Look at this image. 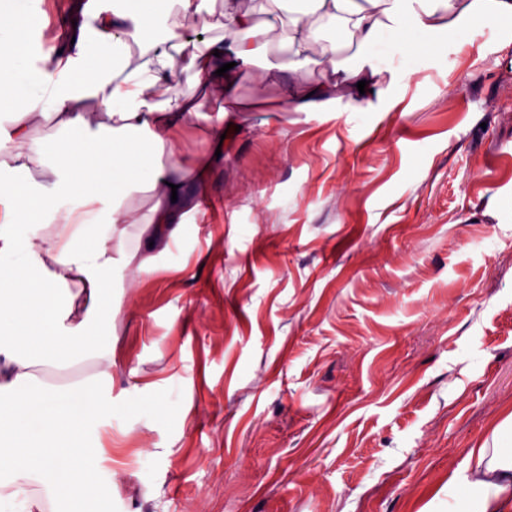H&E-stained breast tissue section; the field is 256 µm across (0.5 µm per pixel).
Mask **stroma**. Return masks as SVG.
<instances>
[{"instance_id": "1", "label": "stroma", "mask_w": 512, "mask_h": 512, "mask_svg": "<svg viewBox=\"0 0 512 512\" xmlns=\"http://www.w3.org/2000/svg\"><path fill=\"white\" fill-rule=\"evenodd\" d=\"M265 0H205L200 36ZM369 106L247 110L210 173L205 223L152 274L112 273L88 320L111 354L43 386L112 403L88 438L84 512H451L470 449L512 414V23L444 54L393 52ZM68 512L40 482L0 481Z\"/></svg>"}]
</instances>
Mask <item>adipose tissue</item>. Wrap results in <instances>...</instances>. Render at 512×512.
Returning <instances> with one entry per match:
<instances>
[{
  "mask_svg": "<svg viewBox=\"0 0 512 512\" xmlns=\"http://www.w3.org/2000/svg\"><path fill=\"white\" fill-rule=\"evenodd\" d=\"M273 2L294 61L288 81L271 68L253 77L263 95L268 84L282 86L278 99L264 96L270 112H323L337 83L352 90L362 80L377 85L385 72L382 45L421 37L425 50L437 52L442 33L512 20V0H492L488 9L480 0ZM202 3L65 0L62 17L42 26L46 49L38 58L23 40L27 0L0 12V92L14 101L11 112L0 113V356L16 367L0 374V393L21 397L0 416V434H13L19 463L41 456L43 480L74 503L85 487L97 486L99 474L93 453L77 464L72 457L112 406L83 385L57 392L29 387V370L62 368L100 351L85 318L111 311L114 266L135 261L139 273L152 271L125 249L129 234L137 233L140 249H167L179 224L200 210L221 136L244 110L236 98L244 74L226 68L219 51L238 60L264 51L249 9L223 14L224 28L238 35L232 47L220 37H187L184 23L201 14ZM314 15L356 35L363 65L342 66L334 47L330 68L313 73L305 50L317 37ZM184 80L188 92L144 108L149 92ZM216 97L226 106L211 119L204 106ZM46 119L63 140L36 134ZM201 122L207 135L184 159L182 136ZM19 141L28 142L27 151H15ZM34 165L42 174L35 183L24 178ZM136 188L153 198L142 213L130 202ZM70 286L83 298L84 318L56 299L57 289ZM469 457L472 474L457 484L453 512H512V414Z\"/></svg>",
  "mask_w": 512,
  "mask_h": 512,
  "instance_id": "obj_1",
  "label": "adipose tissue"
}]
</instances>
